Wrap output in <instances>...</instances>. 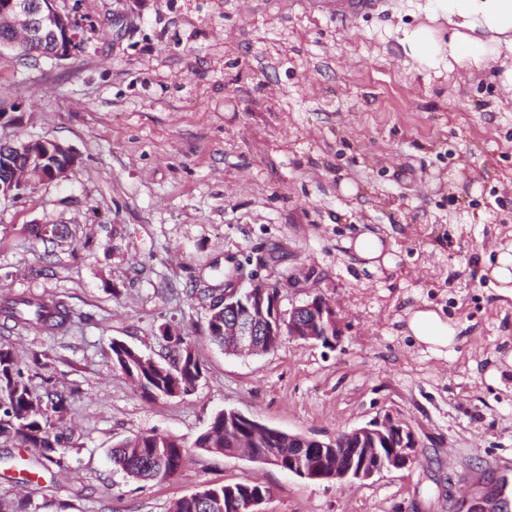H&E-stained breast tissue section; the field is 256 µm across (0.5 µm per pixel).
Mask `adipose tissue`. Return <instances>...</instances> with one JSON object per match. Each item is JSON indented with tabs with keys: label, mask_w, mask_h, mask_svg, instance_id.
<instances>
[{
	"label": "adipose tissue",
	"mask_w": 512,
	"mask_h": 512,
	"mask_svg": "<svg viewBox=\"0 0 512 512\" xmlns=\"http://www.w3.org/2000/svg\"><path fill=\"white\" fill-rule=\"evenodd\" d=\"M440 8L455 18L456 28L444 42L424 25L406 33L404 50L414 62L436 68L448 59L462 66H477L501 52L512 54V0H440ZM345 246L369 271L396 264L391 240L382 233L359 228L346 239ZM408 329L432 350L456 342L455 329L434 310L410 311Z\"/></svg>",
	"instance_id": "ef3b65f1"
}]
</instances>
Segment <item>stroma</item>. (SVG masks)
<instances>
[{"mask_svg": "<svg viewBox=\"0 0 512 512\" xmlns=\"http://www.w3.org/2000/svg\"><path fill=\"white\" fill-rule=\"evenodd\" d=\"M435 0H376L345 22L300 0H57L82 50L30 63L0 53V106L79 156L66 177L0 201V304L62 302L65 331L0 325L35 395L66 407L64 469L0 436V512H170L208 485L257 481L262 512H457L512 476V299L484 272L512 241V67L500 55L441 73L406 56L398 26L447 39ZM67 225L41 240L33 227ZM394 238L395 267L370 272L344 246L357 226ZM272 283L281 306L325 299L333 349L283 338L228 356L195 292ZM433 309L457 330L436 353L407 328ZM191 336L203 377L144 400L112 342L160 363L162 329ZM322 439L392 414L421 450L402 470L341 485L195 448L214 415ZM158 432L185 442L179 473L139 482L109 453Z\"/></svg>", "mask_w": 512, "mask_h": 512, "instance_id": "obj_1", "label": "stroma"}]
</instances>
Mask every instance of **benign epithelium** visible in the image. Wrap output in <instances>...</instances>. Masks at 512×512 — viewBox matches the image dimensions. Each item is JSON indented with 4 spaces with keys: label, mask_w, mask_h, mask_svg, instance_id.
<instances>
[{
    "label": "benign epithelium",
    "mask_w": 512,
    "mask_h": 512,
    "mask_svg": "<svg viewBox=\"0 0 512 512\" xmlns=\"http://www.w3.org/2000/svg\"><path fill=\"white\" fill-rule=\"evenodd\" d=\"M7 25L12 37L0 42V53L17 52L33 44L51 43L47 56L64 58L81 41L79 22L60 12L55 0H0V26ZM36 156V167L15 173L13 179L0 181V199H15L24 194L32 177L55 181L78 162L76 152L59 142L35 140L27 143ZM224 335L231 337L236 354L256 350L259 336L288 335L296 340L319 342L329 337L336 347L342 331L333 308L320 297L284 311L279 289L272 284H244L240 280L224 289ZM224 421L244 425L256 436L274 434L288 444V472L315 482L367 481L384 470L404 469L419 452L418 440L407 422L390 414L353 428L328 440L290 434L259 424L234 410H224ZM391 449L390 464L383 465L379 449ZM321 448L317 469L305 465L307 449ZM498 500L475 494L460 502L459 512H499Z\"/></svg>",
    "instance_id": "7a95c632"
}]
</instances>
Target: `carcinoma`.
Returning <instances> with one entry per match:
<instances>
[{"label": "carcinoma", "mask_w": 512, "mask_h": 512, "mask_svg": "<svg viewBox=\"0 0 512 512\" xmlns=\"http://www.w3.org/2000/svg\"><path fill=\"white\" fill-rule=\"evenodd\" d=\"M199 299L208 302V331L210 339L221 347H228L221 325L213 319L223 314V297H215L210 289L198 290ZM4 318L41 329L62 330L70 321V314L61 303L48 304L25 297L14 299L4 306ZM121 371H132L141 376V396L153 400L167 391L171 384H180L185 392L196 387L203 375L197 359L178 353L169 365L154 368L142 362V355L126 350H112ZM34 395L22 381V369L12 351L0 347V434H15L34 448L42 449L44 460L58 468L64 467L61 436L48 427L44 414L29 412ZM238 435L224 429V414L215 416L194 445L204 451L214 447L228 451ZM186 445L179 439L159 433H141L118 443L111 451L112 465L127 477L136 480H166L180 470ZM269 493L260 483H235L202 488L181 499L175 512H246V504L255 493Z\"/></svg>", "instance_id": "1"}]
</instances>
